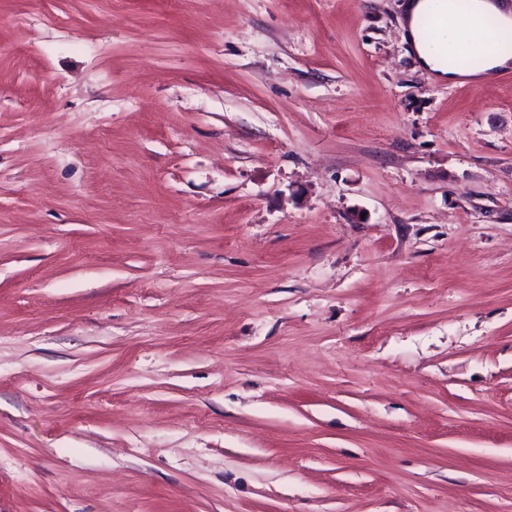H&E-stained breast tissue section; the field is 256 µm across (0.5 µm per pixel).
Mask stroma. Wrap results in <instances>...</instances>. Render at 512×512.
Wrapping results in <instances>:
<instances>
[{
	"label": "stroma",
	"instance_id": "stroma-1",
	"mask_svg": "<svg viewBox=\"0 0 512 512\" xmlns=\"http://www.w3.org/2000/svg\"><path fill=\"white\" fill-rule=\"evenodd\" d=\"M401 2L0 0V512H512V69ZM440 1L434 4L431 0H407L402 5L404 39L411 44L418 65L429 72L435 81L455 85L465 81L464 76L474 81H488L512 67V54L494 49L484 52L477 63L468 70L458 68L449 63V60L447 63L445 55L451 57L459 48V37H456L452 27L459 26L460 16L456 10L455 0ZM432 6L445 10L448 17L449 29L446 36L440 39V48L435 47L434 44L430 47L418 26L419 16Z\"/></svg>",
	"mask_w": 512,
	"mask_h": 512
}]
</instances>
